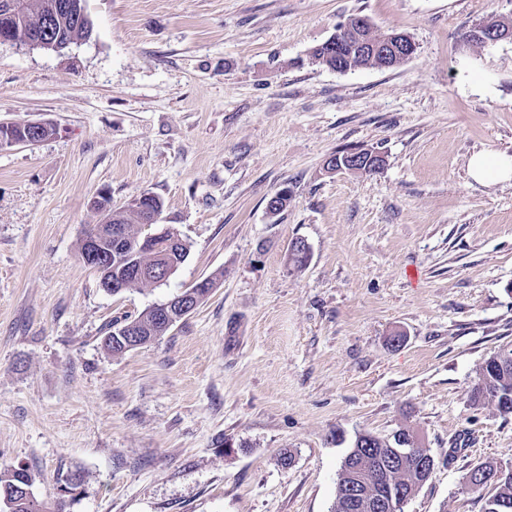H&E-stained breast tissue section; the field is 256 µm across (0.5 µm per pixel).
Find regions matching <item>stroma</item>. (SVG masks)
<instances>
[{
  "mask_svg": "<svg viewBox=\"0 0 512 512\" xmlns=\"http://www.w3.org/2000/svg\"><path fill=\"white\" fill-rule=\"evenodd\" d=\"M84 5L63 51L0 45V122L56 128L0 145V470L25 466L46 512H331L356 436L409 428L436 468L404 512H482L468 472L512 468V417L470 401L512 344V182L468 164L512 155V41L464 34L512 0ZM355 14L416 54L311 63ZM347 148L386 163L326 172ZM102 191L161 199L188 247L166 282L112 295L82 263ZM213 275L165 335L104 349ZM470 173L478 183L512 181V156L501 153L479 152L469 162ZM137 326H138L137 324H135L134 322H130V321L124 322L120 325L119 324L116 325L114 327V328H116V330L113 331V333L111 330L106 334V336L103 337L104 349H106L107 352L112 353V354H120V353H124V352L128 351V350H126V351L123 350L122 346H119V345L114 346V340H115L114 336H126L125 337L126 341H125V338L120 337L125 343V347H124L125 349L131 350L132 348L143 345L142 342H139V340L137 338L140 335V332H139Z\"/></svg>",
  "mask_w": 512,
  "mask_h": 512,
  "instance_id": "35a3bbf8",
  "label": "stroma"
}]
</instances>
